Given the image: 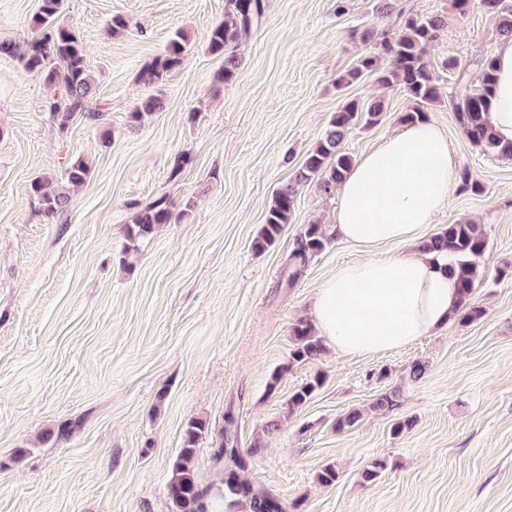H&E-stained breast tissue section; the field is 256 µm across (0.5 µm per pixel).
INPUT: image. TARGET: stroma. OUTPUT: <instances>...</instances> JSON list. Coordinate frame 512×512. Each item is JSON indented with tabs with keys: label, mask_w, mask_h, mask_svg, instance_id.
I'll return each mask as SVG.
<instances>
[{
	"label": "stroma",
	"mask_w": 512,
	"mask_h": 512,
	"mask_svg": "<svg viewBox=\"0 0 512 512\" xmlns=\"http://www.w3.org/2000/svg\"><path fill=\"white\" fill-rule=\"evenodd\" d=\"M226 0H65L96 91L88 110L59 130L42 77L0 56V512H169L167 485L190 419L204 420L196 446L203 483L214 479L213 439L234 409L247 476L288 512H512V161L472 147L447 101L427 106L448 136L451 159L469 166L479 191L452 190L427 234L459 219L484 227L488 248L473 291L482 321H451L410 347L362 359L332 350L295 365L292 328L337 267L362 258L332 238L288 288H277L307 224H331L335 199L303 188L291 224L263 253L252 248L273 193L321 137L344 97L380 95L382 122L345 142L360 157L399 132L413 102L363 77L337 93L333 79L364 46L355 30L387 26L373 0H266L262 24L239 50L231 83L208 50ZM40 0H0V39L26 49ZM407 11L441 15L430 53L441 89L455 56L468 64L495 53L496 22L472 0H404ZM126 26L111 33L108 23ZM183 31L187 57L164 84L141 78L170 37ZM161 111L138 127L137 102ZM192 163L170 180L174 157ZM83 157L87 181L67 210L46 216L30 192L62 179ZM167 192L171 223L134 243L131 206ZM427 372L410 381L408 369ZM276 389H269L272 375ZM323 377L298 409L293 393ZM164 401H157L159 390ZM389 389L400 402L375 409ZM353 427L337 430L350 410ZM412 420L401 436L395 422ZM385 463L380 477L362 471ZM335 464L339 480L317 482Z\"/></svg>",
	"instance_id": "stroma-1"
}]
</instances>
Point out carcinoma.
Listing matches in <instances>:
<instances>
[{"label":"carcinoma","mask_w":512,"mask_h":512,"mask_svg":"<svg viewBox=\"0 0 512 512\" xmlns=\"http://www.w3.org/2000/svg\"><path fill=\"white\" fill-rule=\"evenodd\" d=\"M483 9L498 20L500 39H512V0H480ZM63 0H41L38 12L32 18L37 36L28 43L20 56L23 69L37 73L44 79L48 92V109L60 130L86 109L95 91L94 79L86 66L84 47L71 27L60 19ZM375 13L382 17H395L397 24L380 32L366 27L360 40L367 49L353 67L336 74L333 84L344 91L363 76L369 75L383 89L398 88L415 102L412 110L401 116V122L412 123L427 117L424 106L440 100V88L430 64L431 48L438 42L445 22L440 15L418 16L408 13L403 0H376ZM263 0H227L224 21L213 27L208 35L210 53L224 57L220 79L231 82L240 66V46L261 23ZM187 48L186 35L178 31L167 42L165 49L145 69V82L161 85L171 72L183 62ZM442 68L458 73L448 106L469 143L485 152L512 160V142H503L495 136L487 113L495 84V58L484 54L467 66L450 56L441 63ZM162 108V99L150 96L130 112L129 123L136 125ZM385 103L381 98L362 102L356 98L344 99L340 108L332 113L327 126L303 163L273 194L272 201L253 249L264 252L280 238L291 223L300 190L312 185L325 196L335 194L337 186L353 167L352 157L344 150V142L353 129L370 128L383 119ZM90 167L81 157L70 161L64 181L57 184L41 178L31 184V192L45 213L51 215L65 210L71 202V189L86 182ZM172 212L168 196L160 195L152 202L137 207L127 235L132 242L150 238L158 226L170 223ZM331 242L322 224L307 225L288 255L286 270L288 284L310 259L322 252ZM425 251H446L452 258L449 268L461 295L460 320L476 322L485 316V309L472 301V292L481 273L480 260L488 247V237L482 225L469 220H457L446 225L421 244ZM324 351L322 339L313 326L301 320L292 328V349L289 364L301 363L319 357ZM322 385L317 377L297 390L289 401V408L304 405L316 388ZM225 428L219 433V445L214 449L217 466L216 485L224 497L233 502L243 501L250 512H287L284 503L266 488L245 478L250 452L234 444L231 437L235 423L233 412L224 415ZM206 422L193 419L188 422L183 447L172 465L168 484L170 512H207L211 487L203 486L194 466L195 447L206 432Z\"/></svg>","instance_id":"obj_1"}]
</instances>
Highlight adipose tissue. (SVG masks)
I'll list each match as a JSON object with an SVG mask.
<instances>
[{"mask_svg": "<svg viewBox=\"0 0 512 512\" xmlns=\"http://www.w3.org/2000/svg\"><path fill=\"white\" fill-rule=\"evenodd\" d=\"M495 58L488 120L499 139L512 142V40L500 43ZM457 180L448 138L426 118L354 164L336 189L331 230L368 256L337 268L311 300L309 316L329 348L367 358L408 347L456 316L450 257L422 252L419 243Z\"/></svg>", "mask_w": 512, "mask_h": 512, "instance_id": "ef3b65f1", "label": "adipose tissue"}]
</instances>
